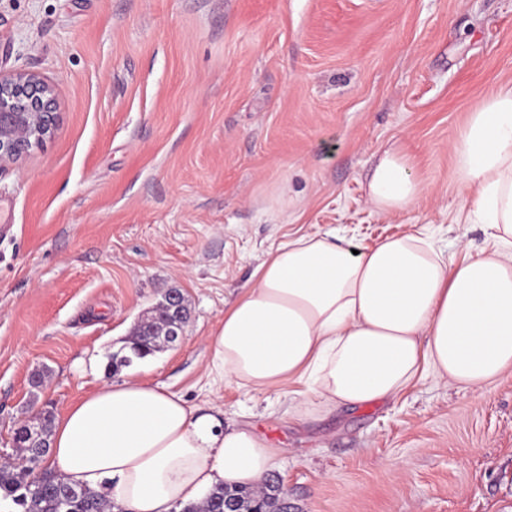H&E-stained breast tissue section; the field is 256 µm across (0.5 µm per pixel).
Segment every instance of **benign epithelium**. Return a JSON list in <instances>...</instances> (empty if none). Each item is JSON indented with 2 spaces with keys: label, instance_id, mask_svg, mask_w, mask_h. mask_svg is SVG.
<instances>
[{
  "label": "benign epithelium",
  "instance_id": "7a95c632",
  "mask_svg": "<svg viewBox=\"0 0 512 512\" xmlns=\"http://www.w3.org/2000/svg\"><path fill=\"white\" fill-rule=\"evenodd\" d=\"M56 95L52 85L29 70L0 73V167L16 163L34 145L43 142L55 128ZM183 295L170 299L172 315L165 321L154 317L148 333H164L171 348L183 339L186 320L181 317Z\"/></svg>",
  "mask_w": 512,
  "mask_h": 512
}]
</instances>
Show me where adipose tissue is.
Wrapping results in <instances>:
<instances>
[{"label":"adipose tissue","mask_w":512,"mask_h":512,"mask_svg":"<svg viewBox=\"0 0 512 512\" xmlns=\"http://www.w3.org/2000/svg\"><path fill=\"white\" fill-rule=\"evenodd\" d=\"M471 195L458 219L486 227L478 252L437 247L425 232L355 249L333 232L288 237L253 273L210 334L209 370L250 391L289 386L319 408L397 398L432 380L479 389L512 369V86L484 97L452 146ZM423 193L409 158L384 151L367 183L378 212ZM50 465L128 512H173L215 485H262L281 454L249 424L163 385L106 383L55 422Z\"/></svg>","instance_id":"adipose-tissue-1"}]
</instances>
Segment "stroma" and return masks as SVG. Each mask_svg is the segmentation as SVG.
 Wrapping results in <instances>:
<instances>
[{"label": "stroma", "instance_id": "1", "mask_svg": "<svg viewBox=\"0 0 512 512\" xmlns=\"http://www.w3.org/2000/svg\"><path fill=\"white\" fill-rule=\"evenodd\" d=\"M20 69L58 119L0 168V458L29 417L140 379L277 442L290 512H512V371L299 421L210 374L206 341L288 235L483 247L452 145L512 84V0H0ZM391 146L424 192L386 216L366 184ZM172 290L180 346L109 368Z\"/></svg>", "mask_w": 512, "mask_h": 512}]
</instances>
